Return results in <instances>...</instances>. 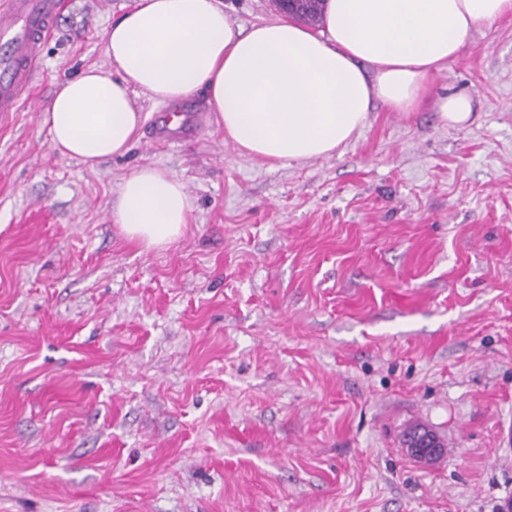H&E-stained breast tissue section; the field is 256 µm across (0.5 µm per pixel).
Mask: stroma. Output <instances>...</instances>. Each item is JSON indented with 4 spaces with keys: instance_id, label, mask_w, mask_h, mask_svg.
I'll return each mask as SVG.
<instances>
[{
    "instance_id": "1",
    "label": "stroma",
    "mask_w": 512,
    "mask_h": 512,
    "mask_svg": "<svg viewBox=\"0 0 512 512\" xmlns=\"http://www.w3.org/2000/svg\"><path fill=\"white\" fill-rule=\"evenodd\" d=\"M30 99L0 118V512H500L512 499V19L475 28L410 112L374 103L328 158L269 166L190 138L88 168L39 111L107 68L134 0H64ZM473 119L441 125L438 97ZM164 169L191 220L112 224ZM445 454L408 456L403 431ZM436 106L439 119L445 126H462L472 115V102L465 94L456 93L441 97ZM191 210V197L180 178L144 166L122 179L111 219L128 240L147 250L160 249L184 233ZM407 438L406 452L420 461H431L446 450L439 438L427 428L415 429Z\"/></svg>"
}]
</instances>
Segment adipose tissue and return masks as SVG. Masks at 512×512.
Returning a JSON list of instances; mask_svg holds the SVG:
<instances>
[{"instance_id": "adipose-tissue-1", "label": "adipose tissue", "mask_w": 512, "mask_h": 512, "mask_svg": "<svg viewBox=\"0 0 512 512\" xmlns=\"http://www.w3.org/2000/svg\"><path fill=\"white\" fill-rule=\"evenodd\" d=\"M512 18V0H325L311 31L277 16L244 28L222 0H134L103 34L108 69L58 83L40 123L61 157L95 167L124 155L158 104L204 92L224 139L271 164L333 156L366 125L373 102L410 112L481 24ZM192 210L185 183L154 166L124 177L111 219L160 249Z\"/></svg>"}]
</instances>
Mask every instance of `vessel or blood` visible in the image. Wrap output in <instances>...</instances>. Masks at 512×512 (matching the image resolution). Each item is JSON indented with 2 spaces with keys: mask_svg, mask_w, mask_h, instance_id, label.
<instances>
[{
  "mask_svg": "<svg viewBox=\"0 0 512 512\" xmlns=\"http://www.w3.org/2000/svg\"><path fill=\"white\" fill-rule=\"evenodd\" d=\"M61 8L60 0H6L0 8V112L19 110Z\"/></svg>",
  "mask_w": 512,
  "mask_h": 512,
  "instance_id": "vessel-or-blood-1",
  "label": "vessel or blood"
}]
</instances>
